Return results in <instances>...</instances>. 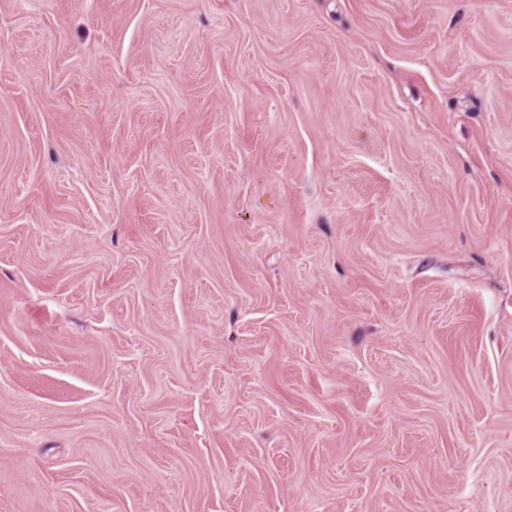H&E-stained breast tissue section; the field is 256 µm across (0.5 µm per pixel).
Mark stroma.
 I'll return each instance as SVG.
<instances>
[{"instance_id":"35a3bbf8","label":"stroma","mask_w":512,"mask_h":512,"mask_svg":"<svg viewBox=\"0 0 512 512\" xmlns=\"http://www.w3.org/2000/svg\"><path fill=\"white\" fill-rule=\"evenodd\" d=\"M0 512H512V0H0Z\"/></svg>"}]
</instances>
